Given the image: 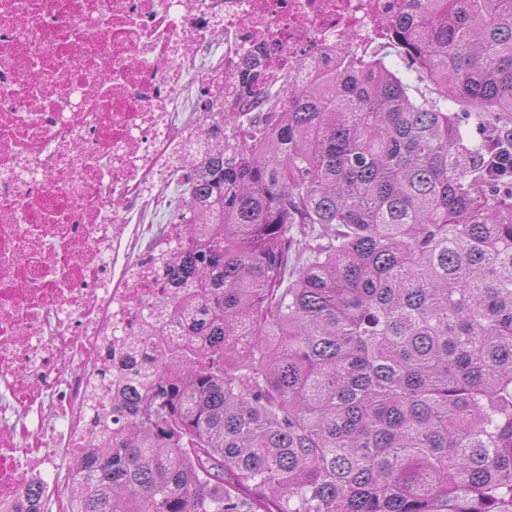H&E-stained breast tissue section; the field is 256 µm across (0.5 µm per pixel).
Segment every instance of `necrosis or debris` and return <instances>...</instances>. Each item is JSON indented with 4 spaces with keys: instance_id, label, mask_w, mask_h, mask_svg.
<instances>
[{
    "instance_id": "obj_1",
    "label": "necrosis or debris",
    "mask_w": 512,
    "mask_h": 512,
    "mask_svg": "<svg viewBox=\"0 0 512 512\" xmlns=\"http://www.w3.org/2000/svg\"><path fill=\"white\" fill-rule=\"evenodd\" d=\"M399 0H0V507L78 451L114 328L140 332L196 129L244 63L265 85L363 52Z\"/></svg>"
}]
</instances>
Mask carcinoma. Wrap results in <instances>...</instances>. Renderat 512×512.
<instances>
[{
  "instance_id": "1",
  "label": "carcinoma",
  "mask_w": 512,
  "mask_h": 512,
  "mask_svg": "<svg viewBox=\"0 0 512 512\" xmlns=\"http://www.w3.org/2000/svg\"><path fill=\"white\" fill-rule=\"evenodd\" d=\"M381 25L417 84L372 48L285 99L255 58L203 121L192 239L112 334L68 512H512V0Z\"/></svg>"
}]
</instances>
